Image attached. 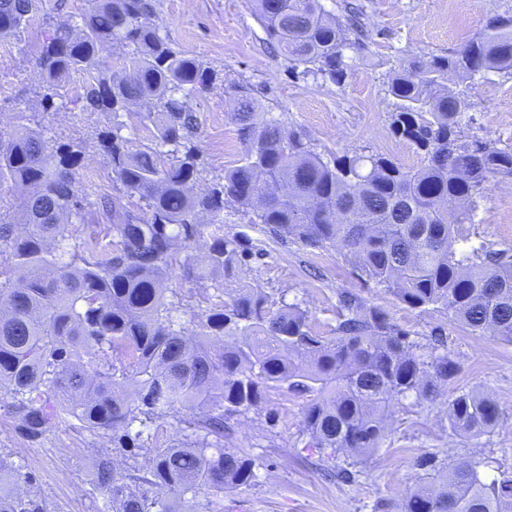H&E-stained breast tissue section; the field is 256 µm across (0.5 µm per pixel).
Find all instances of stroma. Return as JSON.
I'll use <instances>...</instances> for the list:
<instances>
[{
  "instance_id": "1",
  "label": "stroma",
  "mask_w": 512,
  "mask_h": 512,
  "mask_svg": "<svg viewBox=\"0 0 512 512\" xmlns=\"http://www.w3.org/2000/svg\"><path fill=\"white\" fill-rule=\"evenodd\" d=\"M361 2L368 49L353 60L349 76L337 85L292 76L287 61L269 53L250 0H158L160 34L218 75L209 94L191 101L200 119L205 163L196 191L222 177L243 154L229 115L227 88L233 84L246 88L266 111L305 134L323 156L365 149L406 167L419 165L416 148L390 131L394 99L388 83L397 60L406 54L456 49L479 32L489 16L512 13V0ZM56 17V0H44L23 33L0 40V128L11 127L21 113L48 136L86 142L79 170L85 213L72 227L74 236L83 239L88 225L105 223L98 202L113 192L110 162L96 147L97 131L112 118L104 113L77 117L67 99L57 102L54 111H45L34 58ZM464 94L474 134L501 147L512 145V78L490 74ZM470 231L473 241L498 248L512 245V180L491 186ZM224 233L241 237L253 252L235 285L250 284L274 298L300 303L309 311L313 330L322 336L331 335L336 325L337 295L342 291L384 309L419 343H427L432 331H442L460 365L445 396L475 389L493 397L502 411L490 434L467 440L449 435L443 399L396 403L379 449L360 464L354 482L339 483L314 469L313 456L301 442L308 396L284 388L268 390L257 406L230 420L224 446L253 460L256 478L248 485L225 488L219 499L224 512H401L406 496L426 482L416 465L423 455L433 456L441 466L478 463L489 480L512 472V344L472 334L445 313L409 309L383 288L360 280L339 248L273 241L262 225L250 223L236 207L224 210ZM169 286L182 296L175 318L185 331H192L198 315L214 303V290L175 278ZM8 403L0 394V457L28 473L30 491L46 503L48 512H101L103 498L93 490L90 472L104 441L70 422L51 429L42 443L29 444L15 433Z\"/></svg>"
}]
</instances>
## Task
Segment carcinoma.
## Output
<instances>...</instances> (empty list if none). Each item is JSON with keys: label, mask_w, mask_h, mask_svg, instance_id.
I'll use <instances>...</instances> for the list:
<instances>
[{"label": "carcinoma", "mask_w": 512, "mask_h": 512, "mask_svg": "<svg viewBox=\"0 0 512 512\" xmlns=\"http://www.w3.org/2000/svg\"><path fill=\"white\" fill-rule=\"evenodd\" d=\"M43 0H0V37L20 34ZM273 52L291 74L341 84L348 52L366 47L362 6L341 13L322 0H254ZM157 0H91L80 21L64 13L35 57L45 110L70 95L69 78L88 79L74 96L79 112L112 115L97 149L112 166L109 223L79 242L69 226L83 219L80 140L61 142L19 123L0 130V185L19 191L0 203V392L11 399L15 433L31 444L56 425L80 428L127 448H148L151 425L184 409V438L118 473L102 450L95 489L111 512H180L186 496H218L247 485L255 464L224 450L226 421L256 406L265 391L314 395L305 409L304 447L338 481L355 479L360 460L385 437L393 402L432 403L459 364L436 333L422 346L357 294L338 295L331 336L312 330L308 310L260 288L224 287L249 256L224 235L233 204L275 240L311 248L340 246L357 275L412 310L443 309L478 335L512 344V247L472 244L491 185L512 179V146L468 132L469 104L448 90L489 73L512 76V14L489 17L463 47L399 61L388 85L396 99L394 134L421 163L405 167L374 152L324 158L241 89L233 120L245 150L240 163L202 193L193 97L216 75L175 50L159 33ZM128 49L124 70L99 52ZM128 114L147 142L121 134ZM207 214L210 223L198 222ZM214 288L220 300L192 333L175 324L165 282L173 276ZM500 419L496 400L459 391L448 400V432L479 438ZM433 484L409 494L404 512H512V477L486 481L473 464L448 470L422 456ZM30 482L0 459V512H46L42 501L10 489Z\"/></svg>", "instance_id": "carcinoma-1"}]
</instances>
